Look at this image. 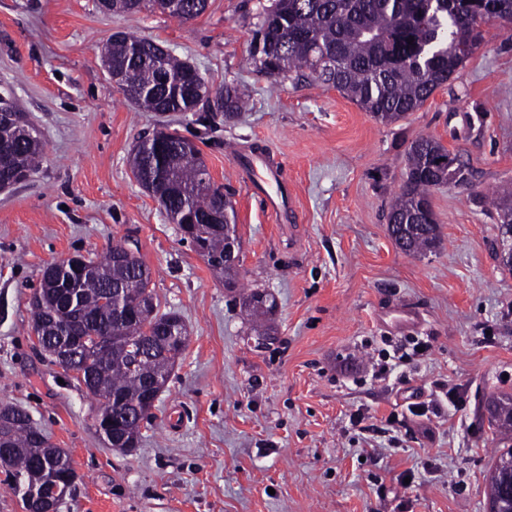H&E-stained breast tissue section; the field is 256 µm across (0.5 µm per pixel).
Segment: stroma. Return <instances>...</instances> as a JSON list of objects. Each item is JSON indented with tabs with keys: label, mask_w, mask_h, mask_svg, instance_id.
Instances as JSON below:
<instances>
[{
	"label": "stroma",
	"mask_w": 512,
	"mask_h": 512,
	"mask_svg": "<svg viewBox=\"0 0 512 512\" xmlns=\"http://www.w3.org/2000/svg\"><path fill=\"white\" fill-rule=\"evenodd\" d=\"M271 3L208 0L183 23L106 15L95 0H0V88L13 86L47 151L39 172L0 191V405L25 409L69 454L78 477L58 512H486L498 447L479 407L512 392V273L492 252L490 203L512 183V30L484 27L452 87L385 125L334 88L260 70L251 40ZM124 28L249 100L237 120H170L232 194L239 284L277 300L268 347L132 174L134 147L163 119L106 81L100 49ZM422 135L469 180L433 191L442 244L412 256L386 215ZM255 155L279 162L295 221L239 171ZM116 244L137 251L161 311L189 332L131 452L104 442L98 402L40 350L28 306L48 263ZM393 305L414 311L410 327L383 323Z\"/></svg>",
	"instance_id": "obj_1"
}]
</instances>
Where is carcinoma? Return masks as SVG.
I'll list each match as a JSON object with an SVG mask.
<instances>
[{"label":"carcinoma","mask_w":512,"mask_h":512,"mask_svg":"<svg viewBox=\"0 0 512 512\" xmlns=\"http://www.w3.org/2000/svg\"><path fill=\"white\" fill-rule=\"evenodd\" d=\"M512 18V0H272L257 24L252 54L260 69L275 79L311 81L336 88L376 120L392 124L418 111L439 89L450 86L460 68L479 48L483 31L474 18L481 10ZM108 66H124L131 83L124 98L148 112H199L214 107L227 119L247 106L245 95L230 83L217 89L199 85L193 66L131 31L110 37L100 52ZM178 131L165 127L150 146L139 143L131 157L137 182L157 198L170 221L203 243L207 265L234 288L238 267L224 264L227 240L240 242L232 200L211 179L200 149L185 148ZM45 157L34 133L21 137L0 129V178L12 172L31 176ZM436 138L421 136L406 152L400 192L390 205L397 224L390 229L407 254L425 256L441 243L430 192L447 184H465V169ZM498 213L496 245L506 247L501 266L512 273V188L494 192ZM116 245L90 259L81 273L72 258L43 272L32 297V327L43 335L39 345L56 357L58 324L88 340L77 352L75 368L98 401L99 431L133 451L145 414L153 407L157 384H166L188 337L181 317L158 313L151 272L138 257L121 261ZM253 290L239 303L257 336L270 337L273 295L257 300ZM488 420L505 451L486 478L488 512H512V392H500L486 405ZM0 442L9 448L5 481L21 496L26 512H38L53 486L76 478L67 453L54 447L16 406L0 407Z\"/></svg>","instance_id":"obj_1"}]
</instances>
